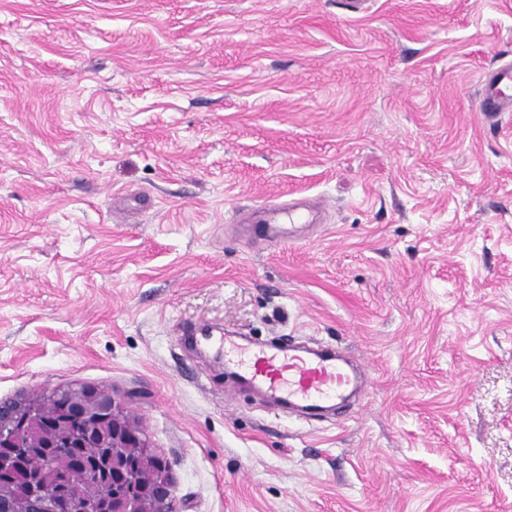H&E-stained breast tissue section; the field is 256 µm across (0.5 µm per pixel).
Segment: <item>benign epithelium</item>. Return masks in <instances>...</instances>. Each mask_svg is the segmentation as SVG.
Returning a JSON list of instances; mask_svg holds the SVG:
<instances>
[{"label": "benign epithelium", "instance_id": "benign-epithelium-1", "mask_svg": "<svg viewBox=\"0 0 512 512\" xmlns=\"http://www.w3.org/2000/svg\"><path fill=\"white\" fill-rule=\"evenodd\" d=\"M93 396L111 406L112 435L104 436L106 419L92 417V411L79 402L55 421L54 448H70L73 442L112 449V512H176L174 482L171 473L153 477L151 498L144 497L143 471L151 466L153 452L138 428L123 416V409L108 391L93 390ZM31 512H101L105 495L76 504L64 503L57 492L37 485L25 493Z\"/></svg>", "mask_w": 512, "mask_h": 512}]
</instances>
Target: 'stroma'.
Listing matches in <instances>:
<instances>
[{
	"mask_svg": "<svg viewBox=\"0 0 512 512\" xmlns=\"http://www.w3.org/2000/svg\"><path fill=\"white\" fill-rule=\"evenodd\" d=\"M508 60L512 0H0V400L112 392L178 512H512ZM203 323L367 389L288 413ZM479 107L486 116L497 117L499 112L512 109V62L488 70L482 79Z\"/></svg>",
	"mask_w": 512,
	"mask_h": 512,
	"instance_id": "obj_1",
	"label": "stroma"
}]
</instances>
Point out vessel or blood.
Segmentation results:
<instances>
[{"label":"vessel or blood","mask_w":512,"mask_h":512,"mask_svg":"<svg viewBox=\"0 0 512 512\" xmlns=\"http://www.w3.org/2000/svg\"><path fill=\"white\" fill-rule=\"evenodd\" d=\"M479 107L492 118L512 109L511 61L485 73ZM365 376L361 364L349 363L347 356L336 348L288 346L273 352L259 348L244 367L242 379L263 387L272 398L287 400L289 406L313 413L330 396L344 398L349 386Z\"/></svg>","instance_id":"vessel-or-blood-1"}]
</instances>
